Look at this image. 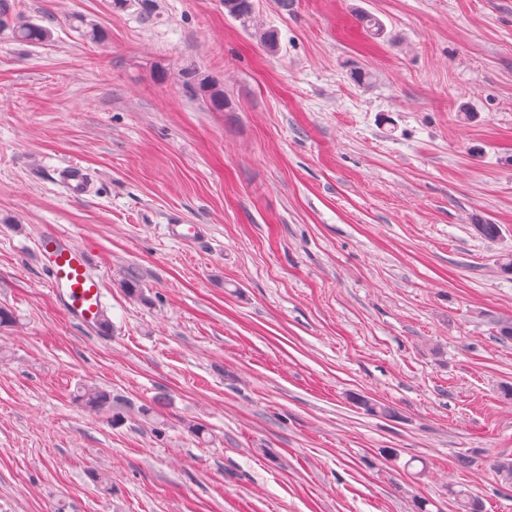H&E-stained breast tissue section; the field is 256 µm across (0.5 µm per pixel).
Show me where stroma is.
<instances>
[{"mask_svg": "<svg viewBox=\"0 0 512 512\" xmlns=\"http://www.w3.org/2000/svg\"><path fill=\"white\" fill-rule=\"evenodd\" d=\"M16 3L52 36L0 33V512H456L452 486L512 512L489 466L512 457V0H254L250 23L224 0ZM50 227L87 251L105 330L45 287ZM182 84L194 93L204 96L209 105L217 111H224L229 107L228 99L224 96V90L215 82L199 78L192 66H185L178 71ZM59 181L67 195L81 199L89 193L90 182L85 169L78 163H69L59 170ZM75 401L91 413L108 415L112 423L123 418L121 407L114 403L111 395L94 384L80 387L75 395Z\"/></svg>", "mask_w": 512, "mask_h": 512, "instance_id": "obj_1", "label": "stroma"}]
</instances>
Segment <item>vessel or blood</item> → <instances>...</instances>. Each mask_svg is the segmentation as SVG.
I'll return each instance as SVG.
<instances>
[{"label":"vessel or blood","mask_w":512,"mask_h":512,"mask_svg":"<svg viewBox=\"0 0 512 512\" xmlns=\"http://www.w3.org/2000/svg\"><path fill=\"white\" fill-rule=\"evenodd\" d=\"M59 181L74 199L83 198L90 190L88 175L77 163L60 169ZM37 256L48 288L71 320L101 327L104 322L102 283L90 270L87 252L69 235L51 229L41 237Z\"/></svg>","instance_id":"obj_1"}]
</instances>
